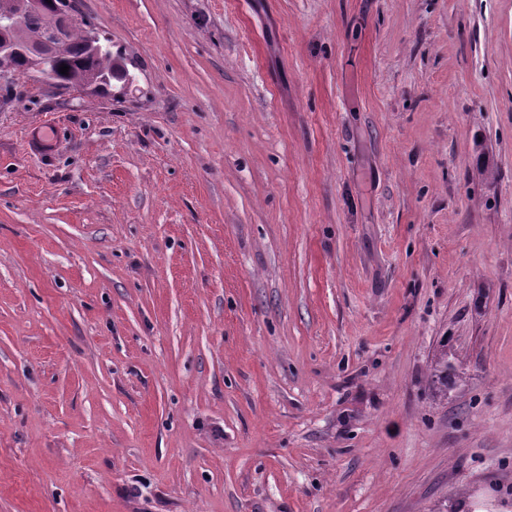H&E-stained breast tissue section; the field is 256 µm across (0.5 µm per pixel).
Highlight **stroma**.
Instances as JSON below:
<instances>
[{"mask_svg": "<svg viewBox=\"0 0 512 512\" xmlns=\"http://www.w3.org/2000/svg\"><path fill=\"white\" fill-rule=\"evenodd\" d=\"M75 2L133 83L0 93V512H512V0Z\"/></svg>", "mask_w": 512, "mask_h": 512, "instance_id": "1", "label": "stroma"}]
</instances>
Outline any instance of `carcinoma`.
<instances>
[{"label": "carcinoma", "instance_id": "1", "mask_svg": "<svg viewBox=\"0 0 512 512\" xmlns=\"http://www.w3.org/2000/svg\"><path fill=\"white\" fill-rule=\"evenodd\" d=\"M52 22V16L46 12L31 13L25 20L27 32L32 37L41 36ZM87 26L86 20L77 21L57 45L52 60L51 84L58 88L104 86L109 93L112 82L125 79L126 66L123 57L112 53L107 45L97 54L88 52ZM63 64L69 66L65 74L60 73ZM451 369L453 365L448 361V352L444 351L434 367L435 382L441 392H448V371Z\"/></svg>", "mask_w": 512, "mask_h": 512}]
</instances>
